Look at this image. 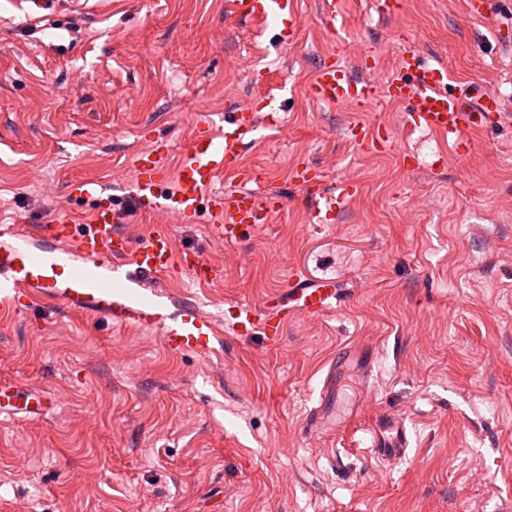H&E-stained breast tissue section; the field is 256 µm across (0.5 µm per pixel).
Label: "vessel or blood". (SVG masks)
<instances>
[{
	"instance_id": "b4317fda",
	"label": "vessel or blood",
	"mask_w": 512,
	"mask_h": 512,
	"mask_svg": "<svg viewBox=\"0 0 512 512\" xmlns=\"http://www.w3.org/2000/svg\"><path fill=\"white\" fill-rule=\"evenodd\" d=\"M233 7L236 17L244 22L281 21L280 42L286 46L297 43L296 0H233ZM307 93L325 104H368L387 94L405 105L413 127L436 134L455 151L466 143L465 129H493L512 120L499 94L484 91L475 81L450 87L447 67L425 63L411 44L385 90L354 76L332 57L316 69ZM264 107L277 112L276 95L264 94L261 106L236 108L218 116L190 114L187 121L194 135L174 177L165 163L167 143L147 141L132 159L135 178L128 187L129 196L147 211L173 214L181 224L194 223L200 203H207L217 220L214 237L227 242L238 238L241 230L260 223L264 215L281 211L283 202L278 194L260 197L248 190V183L257 181L258 176L239 164L242 149L257 141ZM228 172L234 173L237 188L221 187L220 181ZM292 180L309 201L315 224L330 220L339 203L357 192L350 181L326 190L305 167L295 169ZM67 193L92 199V207L84 214L61 213L50 224H0V301L15 307L33 303L59 306L110 324L155 330L169 353L206 358L215 354L217 343L227 337L258 335L267 346H279L291 319L323 315L340 300L341 288L334 279L322 278L310 284L297 275L286 288L269 295L263 307L236 301L225 305L220 320L205 312L196 300L174 307L160 285L162 277L181 273L209 282L222 278V268L208 264L201 253L177 249L166 231L129 236L125 230L128 214L96 182H72ZM340 366L336 359L328 369L324 410L312 412L310 431L324 430L325 410L336 393ZM54 406L51 397L0 374V417L39 421ZM365 433L373 457L382 463L400 459L410 445L404 418L392 413L377 414Z\"/></svg>"
}]
</instances>
